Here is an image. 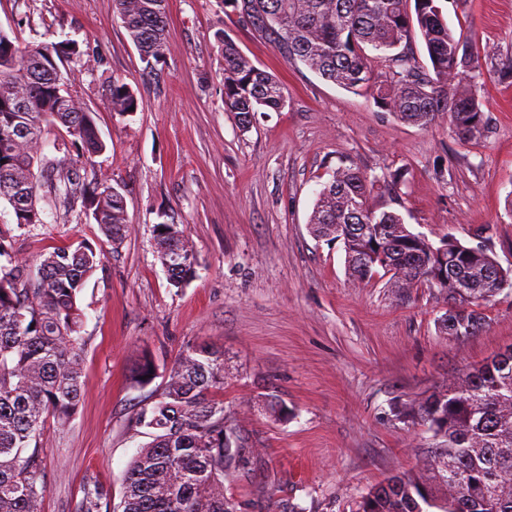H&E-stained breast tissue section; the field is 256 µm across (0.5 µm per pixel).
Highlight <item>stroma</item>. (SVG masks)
<instances>
[{
    "instance_id": "35a3bbf8",
    "label": "stroma",
    "mask_w": 512,
    "mask_h": 512,
    "mask_svg": "<svg viewBox=\"0 0 512 512\" xmlns=\"http://www.w3.org/2000/svg\"><path fill=\"white\" fill-rule=\"evenodd\" d=\"M440 5L456 35L492 52L475 78L489 124L478 141L458 140L447 117L410 125L375 93L324 81L221 0H168L167 51L150 64L113 0H0V29L20 43L53 31L78 44L61 71L106 145L95 172L130 218L80 295L83 396L64 429L44 431L43 512H76L91 481L119 507L125 473L152 440L136 423L140 408L202 342L224 353L214 397L226 432L244 442V461L224 481L231 512H354L370 487L426 470L437 440L397 409L512 347V288L484 305L478 335L455 341L438 329L445 293L422 287L406 298L384 277L354 283L341 245L315 239L308 221L336 168L380 181L398 172L397 210L412 232L474 245L476 228L493 225L492 250L512 268V83L495 76L512 58V0ZM219 31L286 87L281 111L256 113L245 130L224 109ZM115 83L135 91L136 112L111 110ZM40 207L42 223L20 227L0 203V233L19 259L95 240L81 204ZM160 224L184 229L195 253V276L179 288L155 252ZM147 353L155 370L141 383ZM275 399L287 416L268 413Z\"/></svg>"
}]
</instances>
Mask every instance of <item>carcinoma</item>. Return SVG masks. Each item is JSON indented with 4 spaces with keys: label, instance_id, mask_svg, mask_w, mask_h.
<instances>
[{
    "label": "carcinoma",
    "instance_id": "carcinoma-1",
    "mask_svg": "<svg viewBox=\"0 0 512 512\" xmlns=\"http://www.w3.org/2000/svg\"><path fill=\"white\" fill-rule=\"evenodd\" d=\"M142 59L159 60L167 44L166 0H113ZM440 0H223L224 9L265 35L288 57L339 87L359 93L372 86L373 59L392 64L390 83L378 88L380 104L401 120L427 125L440 115L457 137L469 142L486 135L483 103L470 76L481 67L478 51L455 36ZM420 37L431 69L390 51ZM224 109L246 128L257 112L283 108L279 78L254 66L224 33ZM376 55H370V52ZM70 42L20 46L0 29V186L22 179L31 199L16 224L43 223L38 204L46 191L68 203L80 199L92 211L109 245L122 242L129 217L123 195L67 169L56 181H38L43 164L42 132L63 127L80 145L75 162L92 164L105 150L92 113L71 93H57L53 61L76 55ZM26 100L28 108L15 110ZM112 111L138 107L134 92L114 83ZM25 126L28 133L17 128ZM374 182L352 166L336 169L309 218L318 239L339 242L350 276L369 282L381 272L404 294L426 286L448 295L459 318L448 313L439 328L454 340L476 335L484 325L480 307L495 287L512 288V268H503L491 248L457 241L440 246L412 232L398 212L370 204ZM168 235L157 256L179 285L195 274V258L177 224L156 225ZM101 252L87 243L54 246L36 260L20 263L0 238V512H41L47 492L40 459L44 426L64 428L82 397L84 311L80 292L96 271ZM224 384V352L206 344L186 350L174 363L161 399L144 407L137 423L155 430L125 476L123 512H231L224 507L225 472L239 465L242 441L224 435V404L209 398ZM410 413L444 440L430 463L435 483L419 474L388 478L389 491L362 498L356 512H512V347L465 371ZM107 493L97 483L85 489L78 512H109Z\"/></svg>",
    "mask_w": 512,
    "mask_h": 512
}]
</instances>
